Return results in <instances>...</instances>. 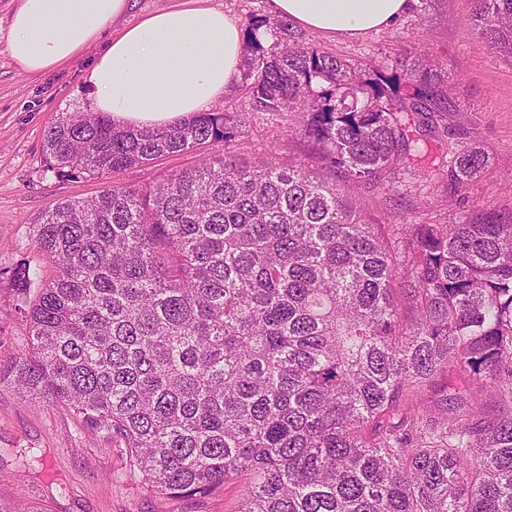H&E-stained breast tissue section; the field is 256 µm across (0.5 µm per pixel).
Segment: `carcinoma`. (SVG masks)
<instances>
[{
	"label": "carcinoma",
	"mask_w": 512,
	"mask_h": 512,
	"mask_svg": "<svg viewBox=\"0 0 512 512\" xmlns=\"http://www.w3.org/2000/svg\"><path fill=\"white\" fill-rule=\"evenodd\" d=\"M481 48L512 59V0H474ZM248 110L295 114L324 169L388 185L431 169L458 191L486 166L463 145L439 165L422 143L448 128L447 73L429 60L367 81L280 20L246 27ZM240 117L199 112L118 128L65 114L45 172L104 180L59 200L25 266L30 347L0 382L121 438L143 489L207 497L245 481L239 512H512V220L402 224L271 155L239 165ZM193 168L144 186L122 171L198 148ZM453 368L469 388L420 390Z\"/></svg>",
	"instance_id": "carcinoma-1"
}]
</instances>
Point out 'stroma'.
Segmentation results:
<instances>
[{
	"mask_svg": "<svg viewBox=\"0 0 512 512\" xmlns=\"http://www.w3.org/2000/svg\"><path fill=\"white\" fill-rule=\"evenodd\" d=\"M186 0H133L103 36L75 61L42 73L22 70L8 50L11 16L18 0H0V364L27 349L28 329L13 272L20 264L55 267L37 245L45 212L61 199H87L102 183L85 177L57 178L44 172L43 135L66 112H86L90 102L85 75L112 36L145 16ZM473 0H413L390 28L355 38H330L290 26L299 41L371 73L397 68L419 54L439 63L454 85L447 131L432 133L428 146L448 160L456 146L479 147L487 165L462 190H447L426 172L402 175L390 186L343 184L345 194L363 198L364 221L393 236L401 224H455L489 214L512 215V59L481 49L469 23ZM214 111L240 116L243 136L233 153L253 163L276 154L321 171L314 150L294 128L291 117L247 111L239 86H232ZM200 151L175 154L149 166L123 171L122 182L141 185L157 176L197 165ZM323 179L336 182L331 172ZM243 482L226 485L206 498H158L145 494L134 476L121 440L105 434L87 437L80 418L42 399H21L9 383L0 384V506L26 512H238Z\"/></svg>",
	"mask_w": 512,
	"mask_h": 512,
	"instance_id": "stroma-1",
	"label": "stroma"
}]
</instances>
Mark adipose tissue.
Masks as SVG:
<instances>
[{
	"label": "adipose tissue",
	"instance_id": "obj_1",
	"mask_svg": "<svg viewBox=\"0 0 512 512\" xmlns=\"http://www.w3.org/2000/svg\"><path fill=\"white\" fill-rule=\"evenodd\" d=\"M131 0H19L8 49L38 73L76 59ZM276 16L328 36L397 23L410 0H272ZM243 31L224 11L190 0L126 27L88 71L93 111L123 128H161L208 110L239 74Z\"/></svg>",
	"mask_w": 512,
	"mask_h": 512
}]
</instances>
